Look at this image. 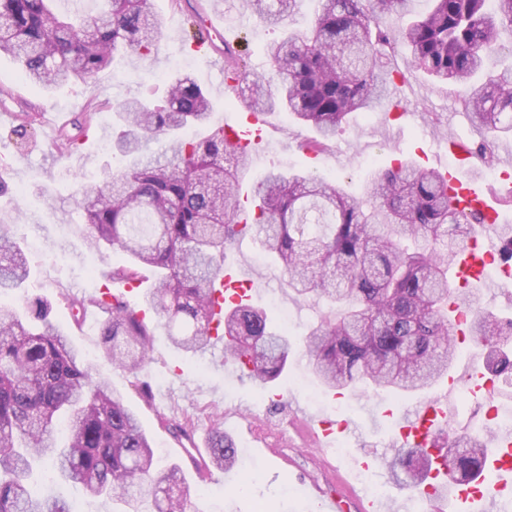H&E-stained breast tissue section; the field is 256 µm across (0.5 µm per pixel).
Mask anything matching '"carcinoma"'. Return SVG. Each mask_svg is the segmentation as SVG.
<instances>
[{
    "instance_id": "obj_1",
    "label": "carcinoma",
    "mask_w": 512,
    "mask_h": 512,
    "mask_svg": "<svg viewBox=\"0 0 512 512\" xmlns=\"http://www.w3.org/2000/svg\"><path fill=\"white\" fill-rule=\"evenodd\" d=\"M52 0H0V53L16 59L32 87L85 83L108 68L116 51L148 56L165 21L150 0H104L94 15L62 17ZM259 19L279 28L299 0H250ZM309 34L290 32L268 46L270 74L249 72L242 57L224 55V67L242 75L249 109L286 112L313 126L319 138L303 145L323 152L352 114L383 103L390 73L384 48L401 42L406 63L439 81L464 88L471 121L483 131L476 144L495 161L498 138L512 134V67L481 83L498 43L512 37V0H432L433 9L395 33L383 17L407 12L411 0H319ZM98 104L73 121L76 135L60 133L68 153L91 126ZM120 129L112 153L136 157L102 185L78 183V208L90 246L120 252L125 261L110 281L137 284L145 272L154 286L143 296L164 319L171 345L205 353L224 343V362L258 386L275 383L288 366V336L271 329L267 312L248 295L223 302L217 327L214 293L224 291V254L245 236L259 242L295 296L328 302L334 317L303 336V354L321 384L338 394L358 388L412 393L448 373L463 325L485 351L512 344V320L477 307L456 288L448 270L472 250L462 224L481 219L450 204L435 172L402 162L366 182L363 195L313 175L270 170L256 183L259 204L249 211L239 185L252 156L211 127L212 106L188 72L165 81L159 101L128 100L116 108ZM417 243L414 250L402 245ZM30 269L12 225L0 224V289L20 288ZM74 323L89 304L104 309L101 357L139 371L150 359L152 322L123 295L67 298ZM52 304L36 296L18 310L0 306V512H73L63 499L30 486L33 464L48 460L59 476L93 498L122 503L126 512H192L180 468L156 470L154 451L125 396L91 367L51 317ZM481 379L512 386V353L479 366ZM171 435L192 440L193 416L163 422ZM447 473L459 482L487 467V441L464 430L441 445ZM237 463L223 417L212 420L204 470ZM388 466L421 486L432 468L426 448Z\"/></svg>"
}]
</instances>
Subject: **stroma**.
I'll return each mask as SVG.
<instances>
[{
  "label": "stroma",
  "instance_id": "1",
  "mask_svg": "<svg viewBox=\"0 0 512 512\" xmlns=\"http://www.w3.org/2000/svg\"><path fill=\"white\" fill-rule=\"evenodd\" d=\"M151 4L166 23L152 54L143 58L117 51L112 65L89 83L43 92L20 77L12 58L0 55V84L20 90L16 98L0 96V110L14 113L13 118H0V179L10 187L0 196V224L12 225L30 264L23 289L1 294L0 303L18 308L29 294L53 300L54 321L65 328L94 372L125 393L162 465L180 463L181 458L177 442L161 427L160 418L176 421L194 415V442L202 449L210 412L223 413L224 431L236 444L238 463L228 471L212 470L204 484L193 471L184 470L194 512H257L263 506L269 512H325L333 498L341 499L340 512H361L369 482L376 487V499L384 504L385 512H407L415 490L397 485L385 462L405 454V447L398 444L399 428L404 413L421 400V393H327L308 370L299 343L301 335L319 323L327 305L295 299L271 262L260 259L261 248L251 238L241 239L228 250L225 264L236 271L238 280L251 286L255 306L267 310L275 304L288 312L287 317L273 319L275 326H287L293 339L288 370L273 387H259L225 365L221 350L202 356L175 352L160 329L153 338L151 359L140 373L112 367L100 358L97 324H74L69 310L60 304L61 294L88 297L93 288L106 286L103 260L87 246L82 234L76 189L81 179L102 181L122 166L120 159L104 149L119 130L113 114L118 104L127 98H159L164 79L186 71L211 99L214 124H223L229 111L248 110L242 98L225 94L213 71L193 56L189 45L202 34L196 16L186 8L172 7L170 0H151ZM223 9L225 28L238 36V51L252 70L262 72L270 42L283 38L287 30L310 27L314 0H302L285 29L264 25L247 0H224ZM407 70L400 109L387 105L368 117L353 114L328 150L317 156L301 148L315 137L312 127L283 113L266 115L264 138L253 154L254 174L269 170L314 174L338 181L354 195L362 193L375 169L395 166L400 160L437 170L453 164L464 178L482 175L480 162L472 158L456 161L444 148L451 136L468 145L480 138L468 117L461 87L433 80L415 68ZM93 95L103 108L71 154L44 148L43 125L33 126L22 139L14 133L18 113L34 110L44 118L56 112L80 113ZM138 378L150 383V399H143L134 389ZM439 387L448 393L446 419L458 429H484L490 412L512 409V398L501 385L490 394H473L444 380ZM323 416L348 422V430L336 436L344 446L343 455L318 446L308 431L307 419ZM34 480L39 488L72 502L77 512H114L116 508L112 501L86 497L80 489L62 483L49 468H37Z\"/></svg>",
  "mask_w": 512,
  "mask_h": 512
}]
</instances>
